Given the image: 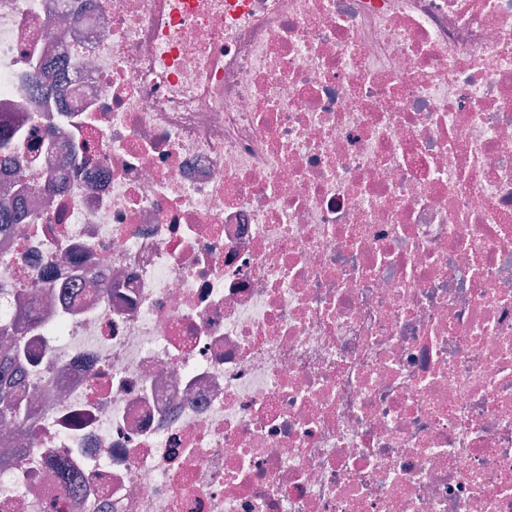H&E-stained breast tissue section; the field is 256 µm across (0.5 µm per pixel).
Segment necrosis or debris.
I'll return each instance as SVG.
<instances>
[{
    "label": "necrosis or debris",
    "mask_w": 512,
    "mask_h": 512,
    "mask_svg": "<svg viewBox=\"0 0 512 512\" xmlns=\"http://www.w3.org/2000/svg\"><path fill=\"white\" fill-rule=\"evenodd\" d=\"M0 512H512V0H0ZM0 336L5 339L0 354V423L17 424L21 420L22 408L15 398L11 385L18 374L16 359L20 357L19 350L7 346L9 336Z\"/></svg>",
    "instance_id": "4bbe7bcc"
}]
</instances>
